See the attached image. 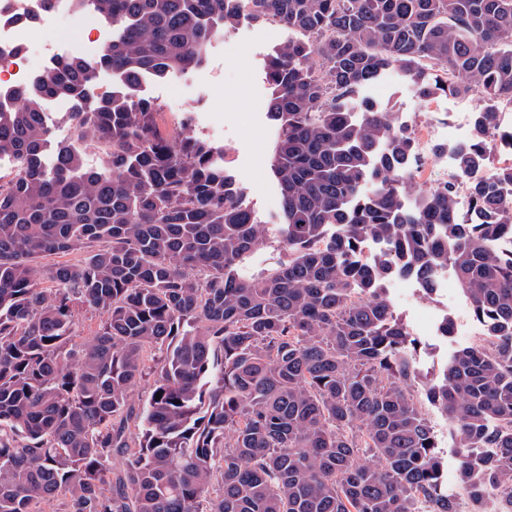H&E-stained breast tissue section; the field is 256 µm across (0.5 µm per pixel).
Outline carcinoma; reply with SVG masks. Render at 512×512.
<instances>
[{
  "mask_svg": "<svg viewBox=\"0 0 512 512\" xmlns=\"http://www.w3.org/2000/svg\"><path fill=\"white\" fill-rule=\"evenodd\" d=\"M112 25L95 61L0 87V512H459L423 402L446 417L470 512H512V201L479 178L493 104L512 99V0H71ZM286 39L265 63L284 259L224 147L168 131L138 93L201 66L243 9ZM112 71L99 93L98 72ZM394 73L422 103L477 95L459 184L413 178L416 146L364 94ZM69 97L76 141L48 97ZM105 150L86 165L80 144ZM387 250L359 259L364 242ZM80 255L47 268L50 256ZM451 266L485 339L425 400L422 342L385 282ZM53 284L42 287L43 281ZM102 315L82 342L76 307ZM151 377L139 409L134 387ZM161 398H156V394ZM42 112H48L46 115L52 119L53 132L56 136L66 138L69 135L71 127L58 125L56 118H54L55 112H74V105L69 99L61 97L47 98ZM280 256L279 252L272 248H265L255 252L242 267L241 274L250 277L257 271L267 267L276 261Z\"/></svg>",
  "mask_w": 512,
  "mask_h": 512,
  "instance_id": "cac0c4a2",
  "label": "carcinoma"
}]
</instances>
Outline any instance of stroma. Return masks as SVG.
<instances>
[{"mask_svg":"<svg viewBox=\"0 0 512 512\" xmlns=\"http://www.w3.org/2000/svg\"><path fill=\"white\" fill-rule=\"evenodd\" d=\"M285 37L278 26L243 22L237 34L214 42L202 67L142 87L143 95L160 107L167 122L180 120L182 111L187 110L193 114L197 132L207 136L212 127L225 129V142L234 149L230 168L258 219L266 224L278 223L281 199L270 167L274 131L267 117L269 90L263 63ZM367 94L388 110L406 114L416 124L435 112L473 113L479 106L477 97L462 100L450 95L423 104L392 77L368 88ZM399 286L396 279L387 285L394 312L411 330L431 335L434 344L432 352L422 356L418 364L420 381L425 384L440 373L449 354L472 343L480 325L456 279H449L447 291L429 298L399 296ZM444 314L454 323V333L448 338L434 333L437 316Z\"/></svg>","mask_w":512,"mask_h":512,"instance_id":"1","label":"stroma"}]
</instances>
